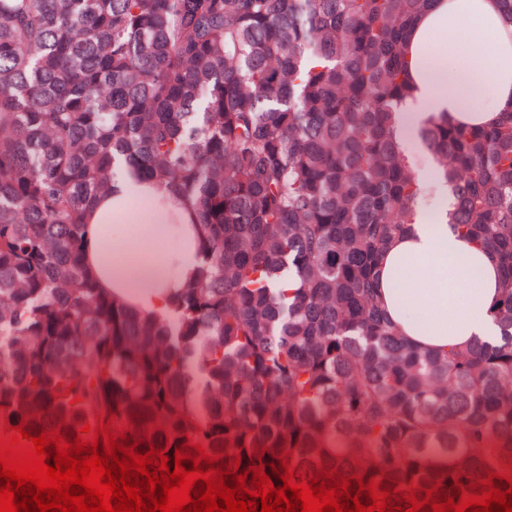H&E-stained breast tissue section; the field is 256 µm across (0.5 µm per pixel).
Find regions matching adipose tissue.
Masks as SVG:
<instances>
[{
    "instance_id": "obj_1",
    "label": "adipose tissue",
    "mask_w": 512,
    "mask_h": 512,
    "mask_svg": "<svg viewBox=\"0 0 512 512\" xmlns=\"http://www.w3.org/2000/svg\"><path fill=\"white\" fill-rule=\"evenodd\" d=\"M487 41L473 61L464 42L472 29ZM416 85L399 107V142L428 155L422 131L435 117L485 125L512 109V24L496 0H435L409 42ZM425 192L414 222L382 254L377 294L390 321L414 346L439 350L498 334L495 258L459 238L446 214L454 200L433 167L419 170ZM193 211L176 205L168 186L119 175L86 213L84 255L99 288L139 311L163 314L202 264Z\"/></svg>"
}]
</instances>
